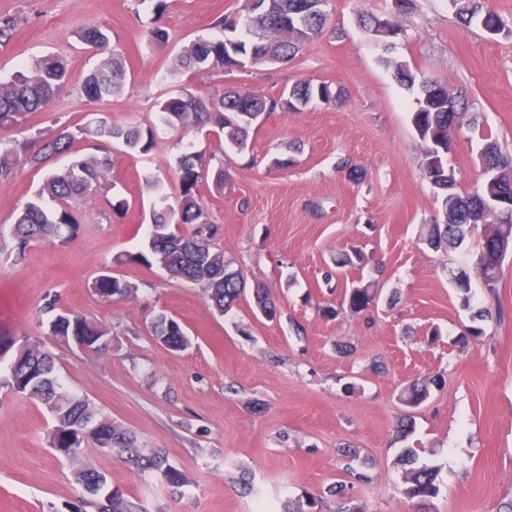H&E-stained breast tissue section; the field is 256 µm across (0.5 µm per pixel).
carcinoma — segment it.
<instances>
[{"label":"carcinoma","instance_id":"1","mask_svg":"<svg viewBox=\"0 0 512 512\" xmlns=\"http://www.w3.org/2000/svg\"><path fill=\"white\" fill-rule=\"evenodd\" d=\"M460 23L469 27L486 20L495 23L505 33L503 20L493 10L484 7L480 0H451ZM300 0H269V10L263 15L251 12L249 0H244L245 14L236 19L232 36L222 38H198L184 46L173 64L178 73H219L235 68L242 60L253 67L279 63L293 57L300 45L319 35L326 27L328 14L319 5L313 11L301 14L298 25L288 20L289 13L299 9ZM363 27L383 42H390L401 32L398 21L381 18L372 13L362 16ZM17 29V19L10 15L0 16V46L7 45ZM82 40L96 47L107 46L108 37L96 26L86 28ZM396 77L409 89L419 86L415 108L411 115L414 129L423 145V169H429L431 148L448 146V115L442 112L444 98H450L460 106L458 96H448L447 87L434 80L416 82V75L405 65L394 63ZM66 67L55 56L32 60L24 70L9 81L0 83V131L15 127L27 115L48 107L64 85ZM126 70L121 58L104 52L95 69L87 76L83 95L94 101L124 92ZM336 97L325 83L317 85L303 80L290 88V93L274 97L257 95L250 91H227L213 95L199 94L185 88L177 97L155 103L160 123L174 128H210L224 133L228 143L244 146L248 129L257 123L264 113L275 111L300 112L311 104L330 105ZM94 140L108 143L118 141L131 150L147 151L153 145V133L149 128L114 125L102 118L93 123L80 124L73 130L65 129L57 135L43 140L38 153L28 155L29 147L19 145L0 148V180L15 175L21 162L29 160L38 165L42 160L59 155H70L72 160L61 171L48 173L35 198L27 202L13 225V235L18 251L38 240L61 242L78 232L79 220L70 203L86 200L107 187L112 169L109 155L85 156L78 153V140ZM487 160L499 173L498 180L484 183L479 189L465 195L459 191L441 194L442 215L445 223L428 225L424 241L435 250L459 247L473 237L471 215L477 194L495 196L504 190H512V155L503 153L493 141L485 142ZM212 180L215 190L224 189V170L209 175V168L195 153H185L177 159L174 183L177 187V206L168 203L165 184L148 176L145 185L156 195L152 211L151 230L147 251L139 253L137 259L144 263L156 260L171 276L199 284L213 306L221 313H228L244 293L246 280L241 270L230 269L224 261V251L212 246L217 227L199 196V185ZM58 206L52 207L50 203ZM512 237V215L506 220L489 217L483 225L478 239L480 260L475 275L482 281L488 293L495 292L500 279L503 259L492 247L496 241ZM95 291L105 301L125 298L132 292L131 286L116 276H102L95 282ZM253 297L259 312L269 319L277 317V307L266 289L256 284ZM378 289L371 282L359 283L344 288L339 308L328 307L330 316L339 314L347 307L360 312L373 304ZM49 334L69 344L79 341L86 351L107 353L112 350V331L102 322L81 315L56 314L49 322ZM152 335L156 342L169 351H182L189 345L182 325L164 314L157 316L152 324ZM12 352L6 370L0 373V385L33 399L50 411L56 418V427L50 432V447L73 465V474L78 484L92 497L91 505L100 512H140L125 495L110 487L104 470L84 459V446L93 444L106 456L125 460L142 474L156 473L172 487H182L186 477L165 463L157 451H148L137 444L135 436L114 425L108 440L93 439L86 435V427L94 420H109L88 400L65 392L56 375L55 362L40 345L26 338L13 337L7 341L0 338V354ZM443 375L437 373L417 378L406 386L399 400L409 408H417L426 402L431 392L442 386ZM336 454L347 460L346 472L358 482L370 476L355 468L359 458L356 448L343 446ZM404 466L405 494L416 501L419 509L429 512L428 505L439 495L436 469L418 461L414 448H406L400 456ZM351 487L343 482L328 489L336 497L337 512H356L350 506L348 491Z\"/></svg>","mask_w":512,"mask_h":512}]
</instances>
